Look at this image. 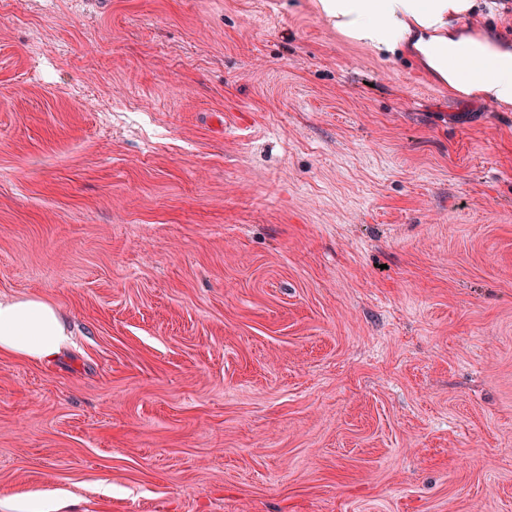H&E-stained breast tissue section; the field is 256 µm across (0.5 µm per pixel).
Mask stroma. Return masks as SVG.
<instances>
[{
    "label": "stroma",
    "instance_id": "stroma-1",
    "mask_svg": "<svg viewBox=\"0 0 512 512\" xmlns=\"http://www.w3.org/2000/svg\"><path fill=\"white\" fill-rule=\"evenodd\" d=\"M32 293L0 512H512V115L319 0H0ZM71 344L58 304L39 295L0 297V354L50 363Z\"/></svg>",
    "mask_w": 512,
    "mask_h": 512
}]
</instances>
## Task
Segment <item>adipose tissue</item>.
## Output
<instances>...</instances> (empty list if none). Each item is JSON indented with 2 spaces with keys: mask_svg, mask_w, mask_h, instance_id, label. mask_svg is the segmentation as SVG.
I'll return each instance as SVG.
<instances>
[{
  "mask_svg": "<svg viewBox=\"0 0 512 512\" xmlns=\"http://www.w3.org/2000/svg\"><path fill=\"white\" fill-rule=\"evenodd\" d=\"M347 37L384 53L413 47L455 97L512 108V42L472 25L477 0H320ZM71 344L63 309L0 297V354L54 361Z\"/></svg>",
  "mask_w": 512,
  "mask_h": 512,
  "instance_id": "1",
  "label": "adipose tissue"
}]
</instances>
